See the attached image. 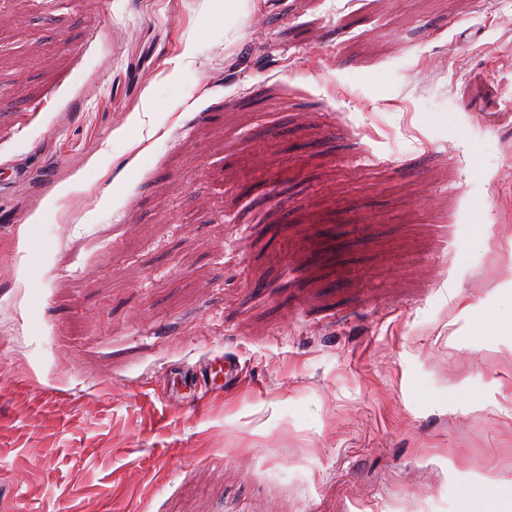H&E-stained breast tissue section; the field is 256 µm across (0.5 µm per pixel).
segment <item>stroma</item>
<instances>
[{
    "label": "stroma",
    "mask_w": 512,
    "mask_h": 512,
    "mask_svg": "<svg viewBox=\"0 0 512 512\" xmlns=\"http://www.w3.org/2000/svg\"><path fill=\"white\" fill-rule=\"evenodd\" d=\"M1 16L0 512L512 485V0Z\"/></svg>",
    "instance_id": "stroma-1"
}]
</instances>
